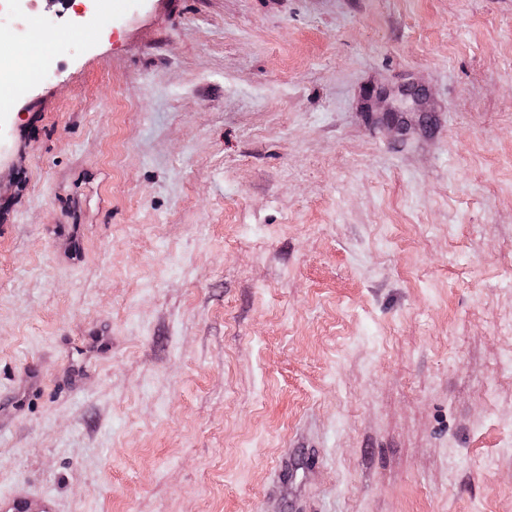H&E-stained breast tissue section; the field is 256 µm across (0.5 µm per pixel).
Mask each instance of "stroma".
<instances>
[{
  "label": "stroma",
  "instance_id": "1",
  "mask_svg": "<svg viewBox=\"0 0 512 512\" xmlns=\"http://www.w3.org/2000/svg\"><path fill=\"white\" fill-rule=\"evenodd\" d=\"M6 22L0 495L512 512V0Z\"/></svg>",
  "mask_w": 512,
  "mask_h": 512
}]
</instances>
